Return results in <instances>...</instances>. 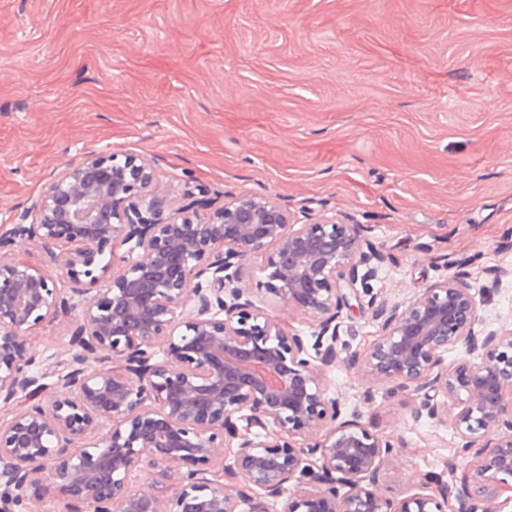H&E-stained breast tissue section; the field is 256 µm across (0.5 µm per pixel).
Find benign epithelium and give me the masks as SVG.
I'll use <instances>...</instances> for the list:
<instances>
[{
    "label": "benign epithelium",
    "instance_id": "1",
    "mask_svg": "<svg viewBox=\"0 0 512 512\" xmlns=\"http://www.w3.org/2000/svg\"><path fill=\"white\" fill-rule=\"evenodd\" d=\"M157 180L137 154L91 153L0 234V512L52 488L64 512H501L512 325L486 329L475 288L453 275L390 307L368 285L388 256L364 225L254 194L217 207L189 191L169 210ZM19 243L41 245L56 276ZM256 255L308 337L240 285ZM364 295L378 332L352 362L415 395L413 419L447 424L467 459L453 488L423 479L396 507L378 489L392 440L343 414L326 380ZM72 310L50 370L27 337Z\"/></svg>",
    "mask_w": 512,
    "mask_h": 512
}]
</instances>
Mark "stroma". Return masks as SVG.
Returning a JSON list of instances; mask_svg holds the SVG:
<instances>
[{
	"label": "stroma",
	"instance_id": "obj_1",
	"mask_svg": "<svg viewBox=\"0 0 512 512\" xmlns=\"http://www.w3.org/2000/svg\"><path fill=\"white\" fill-rule=\"evenodd\" d=\"M102 149L156 165L171 201L204 187L365 225L391 305L504 269L480 314L512 323V0H0V234ZM377 330L353 307L327 380L393 439L397 502L465 460L352 364Z\"/></svg>",
	"mask_w": 512,
	"mask_h": 512
}]
</instances>
